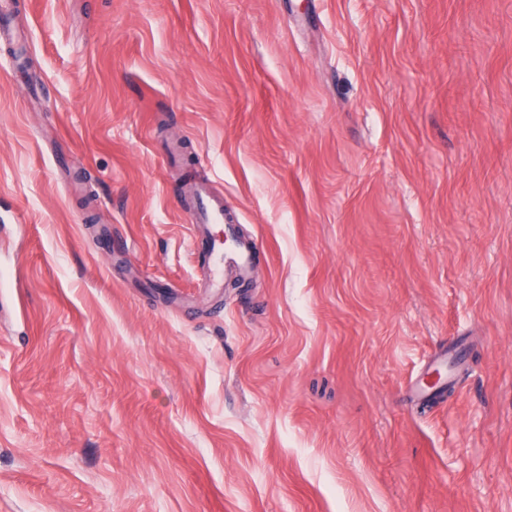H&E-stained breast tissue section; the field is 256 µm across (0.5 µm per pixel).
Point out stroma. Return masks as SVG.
I'll list each match as a JSON object with an SVG mask.
<instances>
[{"mask_svg": "<svg viewBox=\"0 0 512 512\" xmlns=\"http://www.w3.org/2000/svg\"><path fill=\"white\" fill-rule=\"evenodd\" d=\"M10 2L0 512H512V0ZM192 194L193 223L198 225L202 235L198 240L194 234L192 245L205 256L203 268L207 273V288H224V272L228 268H234L243 276L251 273L258 246L251 241L233 240L229 237V229L224 235L221 225L225 220L224 201L211 196L205 186H195Z\"/></svg>", "mask_w": 512, "mask_h": 512, "instance_id": "obj_1", "label": "stroma"}]
</instances>
